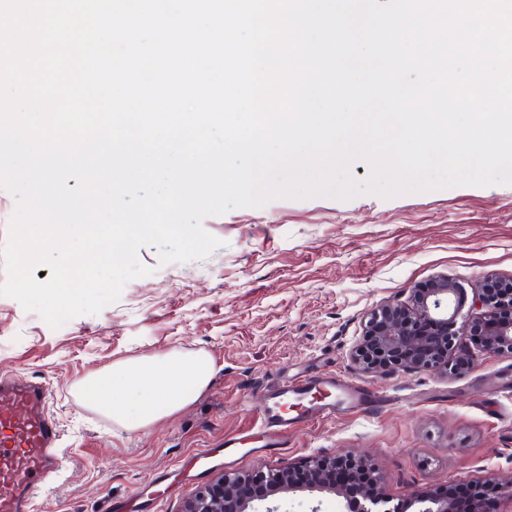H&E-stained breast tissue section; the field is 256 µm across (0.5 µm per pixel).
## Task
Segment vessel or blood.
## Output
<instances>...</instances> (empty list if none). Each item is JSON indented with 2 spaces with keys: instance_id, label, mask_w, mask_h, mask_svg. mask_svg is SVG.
<instances>
[{
  "instance_id": "1",
  "label": "vessel or blood",
  "mask_w": 512,
  "mask_h": 512,
  "mask_svg": "<svg viewBox=\"0 0 512 512\" xmlns=\"http://www.w3.org/2000/svg\"><path fill=\"white\" fill-rule=\"evenodd\" d=\"M302 379L286 381L258 405L267 446L281 448L298 420L331 416L333 404L310 399ZM303 400V417L282 414L289 396ZM47 381L0 375V512H36L62 469L63 430L49 409Z\"/></svg>"
}]
</instances>
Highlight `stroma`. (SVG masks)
Returning <instances> with one entry per match:
<instances>
[{
	"instance_id": "stroma-1",
	"label": "stroma",
	"mask_w": 512,
	"mask_h": 512,
	"mask_svg": "<svg viewBox=\"0 0 512 512\" xmlns=\"http://www.w3.org/2000/svg\"><path fill=\"white\" fill-rule=\"evenodd\" d=\"M221 244L205 259L137 258L151 275L117 303L51 328L0 296V372L50 384L66 469L41 512H102L158 472L167 488L139 512H182L224 473L363 457L392 503L512 478V358L480 357L464 374L365 373L352 359L371 312L445 276L472 298L512 278V186H456L393 197L277 199L205 219ZM211 357L206 389L146 429L115 425L77 398L112 363L171 352ZM335 375L333 417L294 428L285 448L243 452L196 476L192 454L255 427V406L282 380Z\"/></svg>"
}]
</instances>
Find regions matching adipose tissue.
<instances>
[{"label": "adipose tissue", "mask_w": 512, "mask_h": 512, "mask_svg": "<svg viewBox=\"0 0 512 512\" xmlns=\"http://www.w3.org/2000/svg\"><path fill=\"white\" fill-rule=\"evenodd\" d=\"M212 372L206 354L175 352L113 364L80 381L77 390L84 406L105 409L113 423L145 429L192 402Z\"/></svg>", "instance_id": "obj_1"}]
</instances>
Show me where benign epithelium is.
I'll use <instances>...</instances> for the list:
<instances>
[{
	"label": "benign epithelium",
	"instance_id": "obj_1",
	"mask_svg": "<svg viewBox=\"0 0 512 512\" xmlns=\"http://www.w3.org/2000/svg\"><path fill=\"white\" fill-rule=\"evenodd\" d=\"M465 298L457 283L440 276L423 288L412 289L409 302L388 301L374 310L352 358L368 373L418 370L457 374L474 366L466 352H453L454 336L470 338L478 348L512 357V278L498 280L476 293L472 306L480 314L456 331ZM344 457L313 460L300 467L259 470L253 474H224L200 488L183 512H259L257 504L278 493L317 492L347 497L335 472ZM389 499L367 493L354 512H404L386 508ZM414 512H456L449 496L422 495Z\"/></svg>",
	"mask_w": 512,
	"mask_h": 512
}]
</instances>
